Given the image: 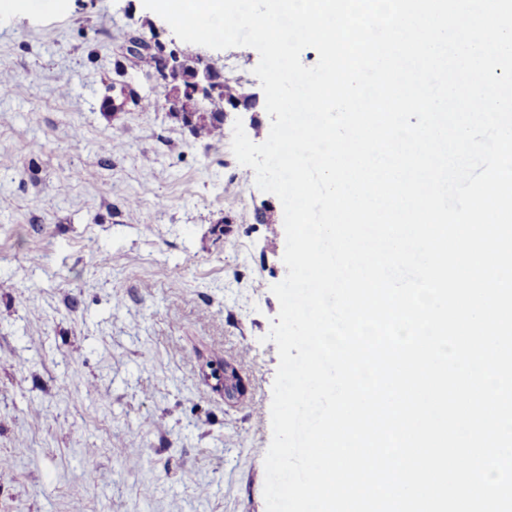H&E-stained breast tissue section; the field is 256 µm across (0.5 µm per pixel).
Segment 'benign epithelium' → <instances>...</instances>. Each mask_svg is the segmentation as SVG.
I'll return each mask as SVG.
<instances>
[{
    "instance_id": "benign-epithelium-1",
    "label": "benign epithelium",
    "mask_w": 512,
    "mask_h": 512,
    "mask_svg": "<svg viewBox=\"0 0 512 512\" xmlns=\"http://www.w3.org/2000/svg\"><path fill=\"white\" fill-rule=\"evenodd\" d=\"M146 47L159 50L161 64L158 73L165 82L166 101L175 112L188 116L199 110L203 102L218 103L220 104L219 117L226 122L234 116L255 111L257 107V97L255 96L247 101L224 100L221 97L224 80L217 77L208 62L204 60L198 62L194 76L185 81L181 73L180 56L174 51H165L163 46L158 43H152L137 35L132 42L127 44L126 52L129 56L135 57ZM210 377L216 380V385L220 388L241 384L237 368L228 362H221L212 367Z\"/></svg>"
}]
</instances>
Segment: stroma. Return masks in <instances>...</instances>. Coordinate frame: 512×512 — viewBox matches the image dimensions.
Here are the masks:
<instances>
[{
	"label": "stroma",
	"instance_id": "obj_1",
	"mask_svg": "<svg viewBox=\"0 0 512 512\" xmlns=\"http://www.w3.org/2000/svg\"><path fill=\"white\" fill-rule=\"evenodd\" d=\"M0 10V512H266L284 232L220 139L172 115L131 34L262 88L250 47L178 39L143 0ZM150 111L107 108L124 85ZM136 209H129V199ZM240 360L243 397L206 374Z\"/></svg>",
	"mask_w": 512,
	"mask_h": 512
}]
</instances>
